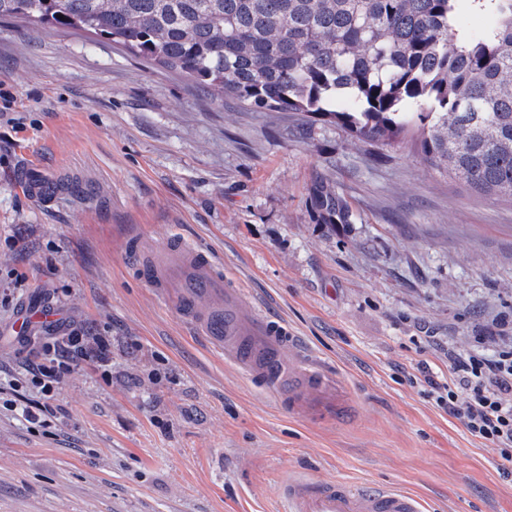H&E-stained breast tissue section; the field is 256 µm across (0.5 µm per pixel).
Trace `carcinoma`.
<instances>
[{"label":"carcinoma","mask_w":512,"mask_h":512,"mask_svg":"<svg viewBox=\"0 0 512 512\" xmlns=\"http://www.w3.org/2000/svg\"><path fill=\"white\" fill-rule=\"evenodd\" d=\"M463 8L496 26L458 32ZM0 18L93 33L247 107L326 117L353 147L417 123L432 166L512 198V0H0Z\"/></svg>","instance_id":"1"}]
</instances>
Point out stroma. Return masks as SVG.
<instances>
[{"label":"stroma","mask_w":512,"mask_h":512,"mask_svg":"<svg viewBox=\"0 0 512 512\" xmlns=\"http://www.w3.org/2000/svg\"><path fill=\"white\" fill-rule=\"evenodd\" d=\"M418 135L353 148L91 33L0 20V280L22 281L0 304V512H279L296 474L512 512V464L420 373L512 336V200L429 166ZM174 235L333 370L334 418L290 415L160 298L141 266ZM33 302L112 339L111 376L76 366L44 427L7 405Z\"/></svg>","instance_id":"35a3bbf8"}]
</instances>
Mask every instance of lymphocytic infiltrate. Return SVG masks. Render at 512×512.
Instances as JSON below:
<instances>
[{
  "instance_id": "lymphocytic-infiltrate-1",
  "label": "lymphocytic infiltrate",
  "mask_w": 512,
  "mask_h": 512,
  "mask_svg": "<svg viewBox=\"0 0 512 512\" xmlns=\"http://www.w3.org/2000/svg\"><path fill=\"white\" fill-rule=\"evenodd\" d=\"M493 342L490 354L480 348L449 349L447 382L430 378L426 384L439 407L512 463V340L497 336ZM35 354L23 376L47 401L54 399L63 377L78 362L112 369L111 340L73 324L48 326Z\"/></svg>"
}]
</instances>
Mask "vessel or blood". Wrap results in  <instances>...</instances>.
I'll return each instance as SVG.
<instances>
[{
  "instance_id": "b4317fda",
  "label": "vessel or blood",
  "mask_w": 512,
  "mask_h": 512,
  "mask_svg": "<svg viewBox=\"0 0 512 512\" xmlns=\"http://www.w3.org/2000/svg\"><path fill=\"white\" fill-rule=\"evenodd\" d=\"M191 277L179 307L198 336L250 378L259 380L290 414L310 418L339 400L318 358L306 350L287 323L254 305L239 288L225 285L208 251L181 237L142 266L145 279L166 293L171 269ZM220 297L223 308L202 312V299ZM281 512H425L423 502L396 489L373 490L345 482L291 478L279 490Z\"/></svg>"
}]
</instances>
